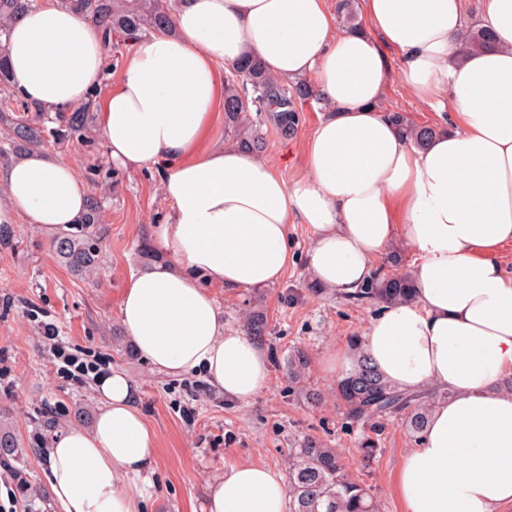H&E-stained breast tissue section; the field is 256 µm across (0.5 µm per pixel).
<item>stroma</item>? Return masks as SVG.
I'll list each match as a JSON object with an SVG mask.
<instances>
[{
  "label": "stroma",
  "mask_w": 512,
  "mask_h": 512,
  "mask_svg": "<svg viewBox=\"0 0 512 512\" xmlns=\"http://www.w3.org/2000/svg\"><path fill=\"white\" fill-rule=\"evenodd\" d=\"M380 107L429 127L444 126L449 118L410 95L394 73ZM321 115L316 100L303 102L296 130L288 136L264 113L260 155L288 181L302 174L305 140ZM51 152L66 157L101 200L102 244L89 271L70 268L53 249L54 234L36 224L15 225L10 244L0 247V435L11 436L17 446L14 455L0 456V512H55L44 452L56 433L91 430L100 410L94 376L79 385L58 378V362L41 338L45 323L57 327L69 352L101 354L110 369L126 372L137 385L138 407L157 437L147 512H201L209 483L236 463L287 472L289 452L306 435L340 450L350 473L371 488L381 512H404L395 474L402 456L416 446L415 434L400 416L385 417L374 436L376 451L364 459L360 443L370 429L347 419L337 406L336 376L325 368L329 356L351 351L352 337L364 334L379 307L314 292L309 231L292 226L293 260L280 282L211 291L225 326L242 328L244 313L255 306L267 318L262 342L270 385L249 402H233L213 392L202 374L156 370L122 330L119 308L129 277L139 265L164 258L153 227L169 207L155 171L111 165L95 125L89 138H71ZM297 349L309 358L307 385L324 394L320 406L304 404L291 389L286 359Z\"/></svg>",
  "instance_id": "stroma-1"
}]
</instances>
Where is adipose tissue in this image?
<instances>
[{
  "label": "adipose tissue",
  "instance_id": "1",
  "mask_svg": "<svg viewBox=\"0 0 512 512\" xmlns=\"http://www.w3.org/2000/svg\"><path fill=\"white\" fill-rule=\"evenodd\" d=\"M373 30L337 34L326 0H171L172 29L141 37L100 102L109 161L154 169L170 212L154 237L167 253L123 291L120 322L159 371H202L210 387L247 402L270 382L265 346L224 326L211 287L279 282L291 225L311 233L308 268L319 287L354 294L394 237L413 250V302L384 307L364 351L397 389L446 391L396 485L404 512H502L512 507V0H484L478 24L492 35L462 53L461 0H362ZM13 91L31 106L83 107L106 67L103 28L33 0L9 23ZM451 113L424 143L379 109L389 75ZM256 59L291 81L315 80L325 112L304 145V175L288 182L255 154L212 141L226 68ZM0 227L49 232L76 223L91 190L67 160L33 151L0 168ZM91 431L71 429L46 450L57 512H144L155 432L125 373L95 384ZM284 476L252 463L208 486L207 512H287Z\"/></svg>",
  "mask_w": 512,
  "mask_h": 512
}]
</instances>
